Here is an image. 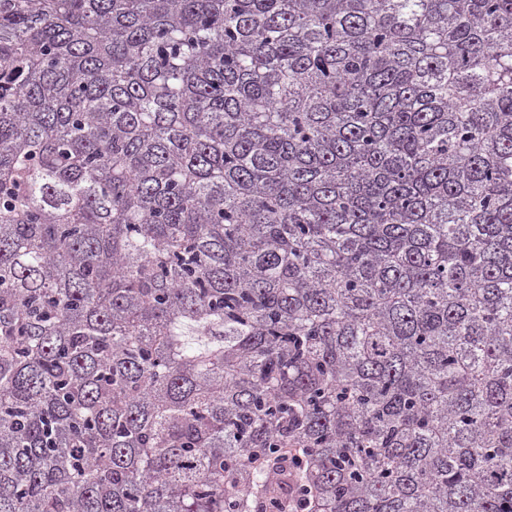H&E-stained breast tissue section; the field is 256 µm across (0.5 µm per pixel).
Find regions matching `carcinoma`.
I'll use <instances>...</instances> for the list:
<instances>
[{"label": "carcinoma", "mask_w": 512, "mask_h": 512, "mask_svg": "<svg viewBox=\"0 0 512 512\" xmlns=\"http://www.w3.org/2000/svg\"><path fill=\"white\" fill-rule=\"evenodd\" d=\"M512 512V0H0V512Z\"/></svg>", "instance_id": "obj_1"}]
</instances>
